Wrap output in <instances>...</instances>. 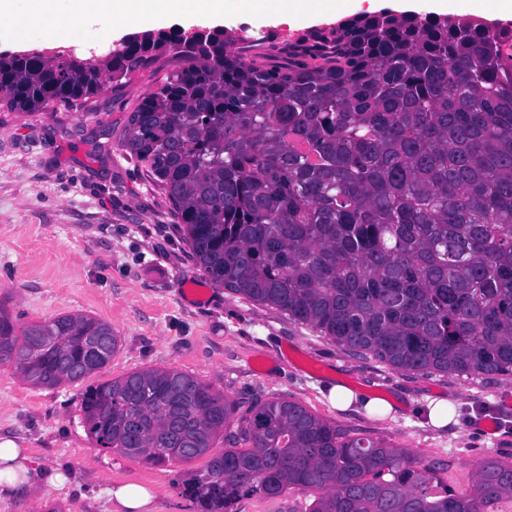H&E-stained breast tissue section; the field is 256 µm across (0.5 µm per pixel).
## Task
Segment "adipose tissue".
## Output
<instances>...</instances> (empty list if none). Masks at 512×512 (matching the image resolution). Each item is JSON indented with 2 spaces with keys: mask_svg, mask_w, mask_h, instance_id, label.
Instances as JSON below:
<instances>
[{
  "mask_svg": "<svg viewBox=\"0 0 512 512\" xmlns=\"http://www.w3.org/2000/svg\"><path fill=\"white\" fill-rule=\"evenodd\" d=\"M335 4L336 0H0V39L18 44L43 37L50 43H70L87 34L86 22L94 15L116 18L126 28L139 30L170 14L329 16ZM66 482L63 473L45 468L16 441L0 437V499L28 497Z\"/></svg>",
  "mask_w": 512,
  "mask_h": 512,
  "instance_id": "1",
  "label": "adipose tissue"
}]
</instances>
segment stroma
I'll use <instances>...</instances> for the list:
<instances>
[{
    "instance_id": "stroma-1",
    "label": "stroma",
    "mask_w": 512,
    "mask_h": 512,
    "mask_svg": "<svg viewBox=\"0 0 512 512\" xmlns=\"http://www.w3.org/2000/svg\"><path fill=\"white\" fill-rule=\"evenodd\" d=\"M326 17L172 15L153 30L220 27L257 61L287 55ZM174 68L167 57L102 92L31 115L0 106V310L20 324L87 315L112 324L118 349L96 383L143 368H174L236 401L287 399L355 437L448 461L443 478L471 488L474 466L512 459V376L416 374L356 356L315 329L218 287L196 267L173 208L157 183L121 150L130 113ZM191 281V291L180 288ZM388 400L391 415L337 410L327 388ZM82 383L36 387L0 365V435L63 470L71 492L0 499V512H108L107 486L137 483L158 512H198L184 492L204 459L152 465L97 448L80 409ZM456 403L458 425L436 429L421 414L430 400ZM311 494L241 499L236 512H305Z\"/></svg>"
}]
</instances>
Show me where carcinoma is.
Returning a JSON list of instances; mask_svg holds the SVG:
<instances>
[{
    "label": "carcinoma",
    "mask_w": 512,
    "mask_h": 512,
    "mask_svg": "<svg viewBox=\"0 0 512 512\" xmlns=\"http://www.w3.org/2000/svg\"><path fill=\"white\" fill-rule=\"evenodd\" d=\"M510 41L512 25L384 9L300 36L285 65H258L221 28L146 31L94 64L0 52V105L31 115L169 55L182 66L130 113L121 149L164 191L215 285L398 370L511 375ZM118 343L95 317L19 326L0 311V364L37 387L85 380ZM239 408L174 369L81 393L99 448L153 465L208 456L186 485L201 512L287 489L318 493L309 512L512 501V461L479 462L457 493L447 464L351 437L296 401L257 400L233 429Z\"/></svg>",
    "instance_id": "obj_1"
}]
</instances>
